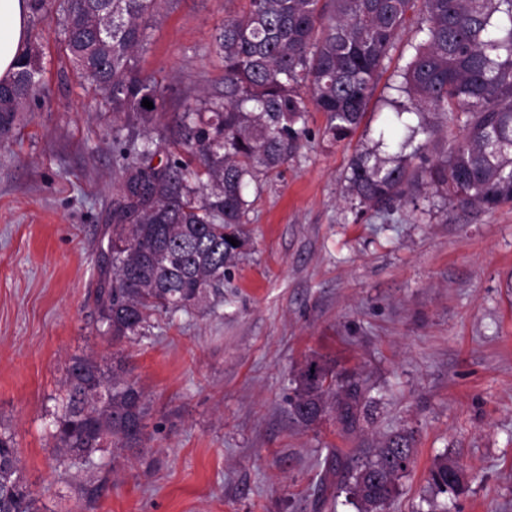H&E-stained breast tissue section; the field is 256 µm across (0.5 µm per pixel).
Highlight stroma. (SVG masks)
<instances>
[{"mask_svg":"<svg viewBox=\"0 0 512 512\" xmlns=\"http://www.w3.org/2000/svg\"><path fill=\"white\" fill-rule=\"evenodd\" d=\"M244 5L170 0L145 18L138 67L165 89L156 136L175 139L186 101L223 95L214 37ZM30 31L45 92L0 135V427L41 512H358L326 451L358 461L397 431L416 461L384 512H512V204L464 210L426 190L386 215L344 196L352 156L390 118L410 34L352 139L331 141L325 114L307 112L288 163L252 184L249 238L221 292L115 345L94 305L123 202L112 108L60 76L55 20ZM116 350L144 393L147 442L104 454L110 478L88 505L53 451L60 381L71 358ZM314 357L365 382L372 416L354 433L291 417L292 380ZM445 455L465 479L436 496L427 479Z\"/></svg>","mask_w":512,"mask_h":512,"instance_id":"1","label":"stroma"}]
</instances>
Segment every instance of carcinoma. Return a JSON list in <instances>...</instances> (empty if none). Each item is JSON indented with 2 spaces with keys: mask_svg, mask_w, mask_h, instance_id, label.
Returning a JSON list of instances; mask_svg holds the SVG:
<instances>
[{
  "mask_svg": "<svg viewBox=\"0 0 512 512\" xmlns=\"http://www.w3.org/2000/svg\"><path fill=\"white\" fill-rule=\"evenodd\" d=\"M216 37L224 58V98L188 101L179 117L176 156L155 169L162 151L151 132L164 108L158 82L141 74L137 56L146 15L167 0H29L33 21L56 13L62 64L101 90L119 126L112 138L124 175L125 205L116 212L104 279L95 305L112 343L131 341L159 313L186 311L219 291L245 245L250 182L288 163L304 133L307 102L327 117L334 141L361 125L377 81L401 34L414 32L401 69L406 101L389 102L397 124L379 144L395 150L354 155L347 193L378 211L413 204L428 186L462 209L494 211L512 203V0H246ZM43 49L29 39L16 70L0 82V133L42 90ZM153 102V108L142 101ZM141 139L121 137L125 128ZM234 238V246L228 238ZM122 355L74 357L62 382L55 452L63 464L89 466L144 447L147 407ZM309 425L331 412L345 433L368 418L367 389L352 375L310 360L289 402ZM328 471L360 512H383L397 480L415 463L413 436L392 434L356 469L341 451ZM458 460L429 471L432 492L461 486ZM0 512H40L23 478L13 435L0 429Z\"/></svg>",
  "mask_w": 512,
  "mask_h": 512,
  "instance_id": "obj_1",
  "label": "carcinoma"
}]
</instances>
